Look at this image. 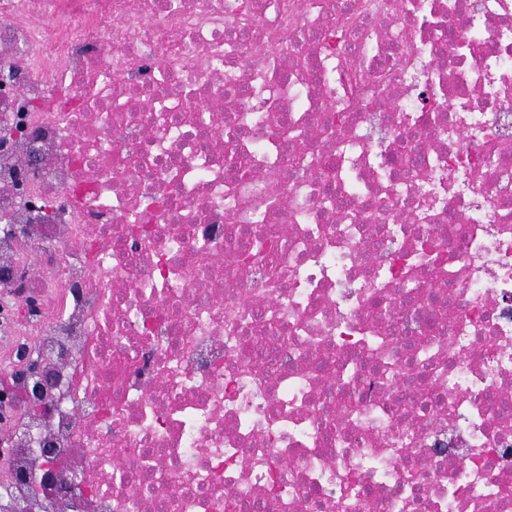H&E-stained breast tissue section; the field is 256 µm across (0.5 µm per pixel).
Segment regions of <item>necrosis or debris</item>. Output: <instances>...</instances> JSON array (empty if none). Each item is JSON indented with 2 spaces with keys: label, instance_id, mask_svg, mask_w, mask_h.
I'll use <instances>...</instances> for the list:
<instances>
[{
  "label": "necrosis or debris",
  "instance_id": "1",
  "mask_svg": "<svg viewBox=\"0 0 512 512\" xmlns=\"http://www.w3.org/2000/svg\"><path fill=\"white\" fill-rule=\"evenodd\" d=\"M46 4L0 0V283L38 299L0 309V362L77 339L44 429L91 495L57 512H341L351 483V512H512V0H70L44 26ZM230 156L281 203L227 209ZM255 232L288 253L273 296L224 263Z\"/></svg>",
  "mask_w": 512,
  "mask_h": 512
}]
</instances>
